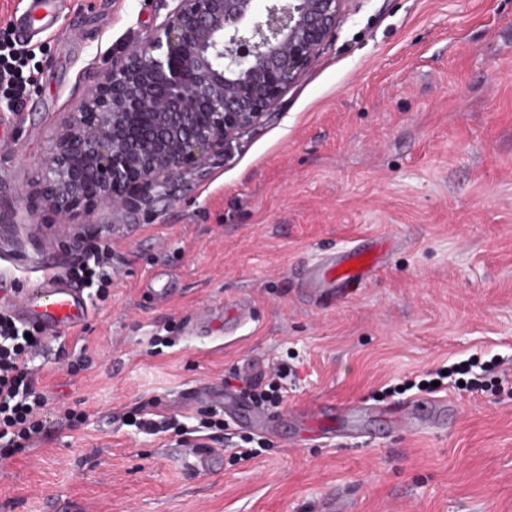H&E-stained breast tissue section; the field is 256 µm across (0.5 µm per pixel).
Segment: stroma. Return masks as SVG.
I'll return each mask as SVG.
<instances>
[{
	"instance_id": "obj_1",
	"label": "stroma",
	"mask_w": 512,
	"mask_h": 512,
	"mask_svg": "<svg viewBox=\"0 0 512 512\" xmlns=\"http://www.w3.org/2000/svg\"><path fill=\"white\" fill-rule=\"evenodd\" d=\"M174 0H67L32 41L37 82L0 88V276L14 300L46 264L112 246V286L72 337L33 360L42 441L0 458V512H512V0H345L335 35L223 159L137 209L28 216L51 134ZM383 265L348 294L305 270L355 246ZM284 363L279 418L364 406L335 435L262 431L186 405ZM497 364L448 420L378 434L374 409L452 363ZM82 412L71 427L65 409ZM144 409L208 429L191 444L125 425ZM213 448L221 462L194 466Z\"/></svg>"
}]
</instances>
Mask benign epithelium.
Wrapping results in <instances>:
<instances>
[{
  "instance_id": "obj_1",
  "label": "benign epithelium",
  "mask_w": 512,
  "mask_h": 512,
  "mask_svg": "<svg viewBox=\"0 0 512 512\" xmlns=\"http://www.w3.org/2000/svg\"><path fill=\"white\" fill-rule=\"evenodd\" d=\"M178 0L110 62L42 160L57 215L133 206L231 149L318 56L345 0Z\"/></svg>"
}]
</instances>
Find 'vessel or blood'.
<instances>
[{
  "mask_svg": "<svg viewBox=\"0 0 512 512\" xmlns=\"http://www.w3.org/2000/svg\"><path fill=\"white\" fill-rule=\"evenodd\" d=\"M64 4L65 0H21L11 15V25L22 39H33L55 28ZM381 264V257L374 255L371 248H352L315 265L306 280L310 290L331 293L371 278ZM11 310L19 320L51 334L77 329L90 314L83 289L69 285L64 275L52 268L44 271L37 288L26 300L12 303ZM214 401L232 414L244 412L255 422L263 420V410L243 405L236 395L219 394ZM443 408V402L421 399L398 412L380 413L379 418L396 428L425 431ZM307 418L322 433L335 431L343 423L331 408L322 406L308 413Z\"/></svg>",
  "mask_w": 512,
  "mask_h": 512,
  "instance_id": "vessel-or-blood-1",
  "label": "vessel or blood"
}]
</instances>
